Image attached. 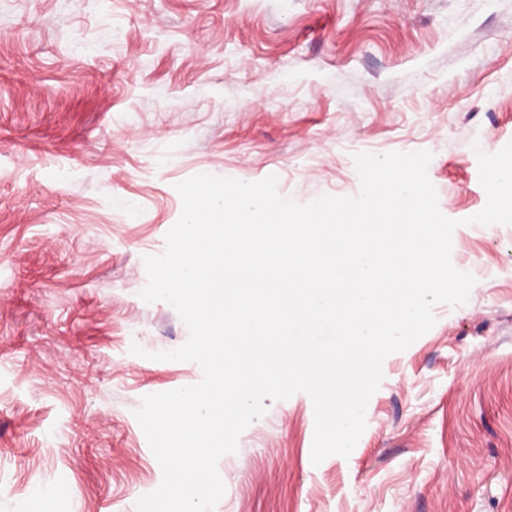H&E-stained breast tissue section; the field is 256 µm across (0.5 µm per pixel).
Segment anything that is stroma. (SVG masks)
Wrapping results in <instances>:
<instances>
[{"instance_id": "stroma-1", "label": "stroma", "mask_w": 512, "mask_h": 512, "mask_svg": "<svg viewBox=\"0 0 512 512\" xmlns=\"http://www.w3.org/2000/svg\"><path fill=\"white\" fill-rule=\"evenodd\" d=\"M512 141V0H0V512H136L162 470L134 416L199 382L145 303L198 173L354 196L352 156L426 150L476 283L388 356L349 457L269 402L215 512H512V226L468 224L475 146Z\"/></svg>"}]
</instances>
